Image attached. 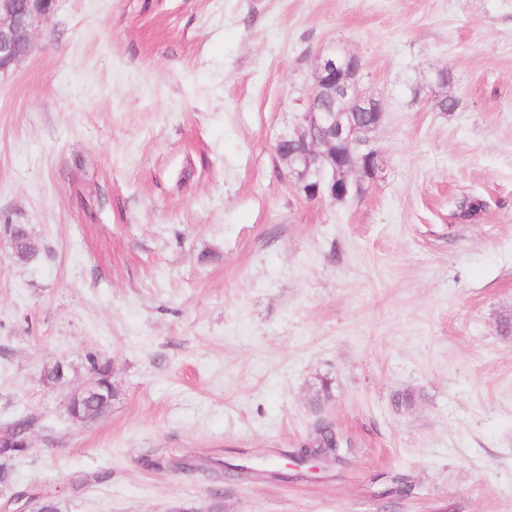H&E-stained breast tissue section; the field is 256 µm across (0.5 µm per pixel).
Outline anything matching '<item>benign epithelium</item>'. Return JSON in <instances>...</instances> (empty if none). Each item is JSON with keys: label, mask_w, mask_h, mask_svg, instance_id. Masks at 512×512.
<instances>
[{"label": "benign epithelium", "mask_w": 512, "mask_h": 512, "mask_svg": "<svg viewBox=\"0 0 512 512\" xmlns=\"http://www.w3.org/2000/svg\"><path fill=\"white\" fill-rule=\"evenodd\" d=\"M55 0H0V74L8 72L32 48L31 34L53 12ZM359 57L330 51L319 56L308 105L297 133L307 152L303 165L288 166V183L313 186L316 198L336 202L380 177L382 167L369 134L382 120L378 104L359 83ZM327 457L308 449V458L289 457L288 466L317 473Z\"/></svg>", "instance_id": "obj_1"}]
</instances>
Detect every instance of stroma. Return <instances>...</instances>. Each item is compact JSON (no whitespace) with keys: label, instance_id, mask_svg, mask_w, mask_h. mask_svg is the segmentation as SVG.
Returning a JSON list of instances; mask_svg holds the SVG:
<instances>
[{"label":"stroma","instance_id":"1","mask_svg":"<svg viewBox=\"0 0 512 512\" xmlns=\"http://www.w3.org/2000/svg\"><path fill=\"white\" fill-rule=\"evenodd\" d=\"M32 41L0 75L1 506L512 512V0H56ZM333 47L383 110L343 202L275 151ZM323 421L335 467L271 477Z\"/></svg>","mask_w":512,"mask_h":512}]
</instances>
